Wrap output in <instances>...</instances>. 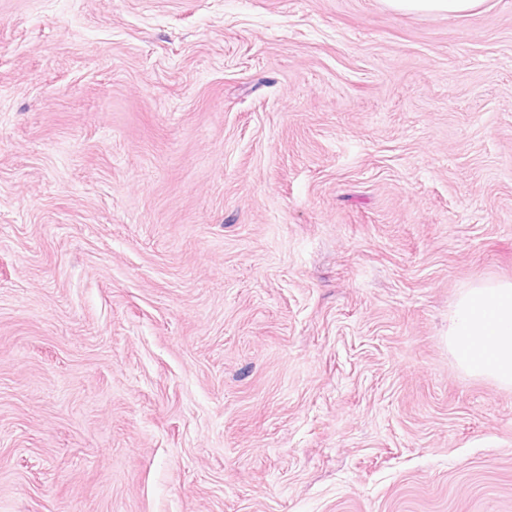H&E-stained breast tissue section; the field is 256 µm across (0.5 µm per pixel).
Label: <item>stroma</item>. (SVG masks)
<instances>
[{"mask_svg":"<svg viewBox=\"0 0 512 512\" xmlns=\"http://www.w3.org/2000/svg\"><path fill=\"white\" fill-rule=\"evenodd\" d=\"M512 0H0V512H512ZM392 10L399 12L469 14L482 6L484 0H384ZM448 349L464 371L512 389V281L480 282L460 295Z\"/></svg>","mask_w":512,"mask_h":512,"instance_id":"obj_1","label":"stroma"}]
</instances>
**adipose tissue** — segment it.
Listing matches in <instances>:
<instances>
[{
    "mask_svg": "<svg viewBox=\"0 0 512 512\" xmlns=\"http://www.w3.org/2000/svg\"><path fill=\"white\" fill-rule=\"evenodd\" d=\"M448 349L464 371L512 389V281L480 282L460 295Z\"/></svg>",
    "mask_w": 512,
    "mask_h": 512,
    "instance_id": "ef3b65f1",
    "label": "adipose tissue"
}]
</instances>
